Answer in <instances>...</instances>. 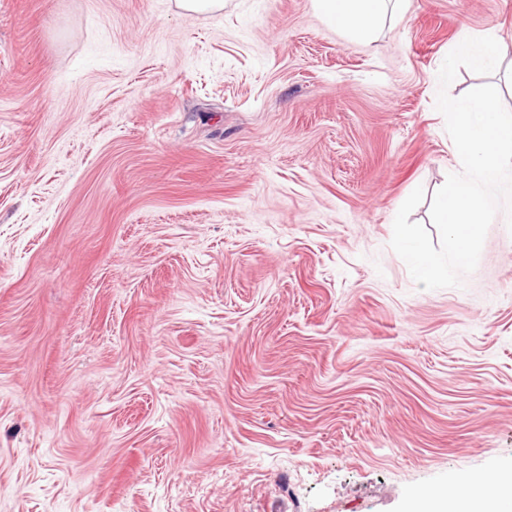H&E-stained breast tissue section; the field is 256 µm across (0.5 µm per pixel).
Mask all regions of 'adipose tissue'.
<instances>
[{"label":"adipose tissue","instance_id":"ef3b65f1","mask_svg":"<svg viewBox=\"0 0 512 512\" xmlns=\"http://www.w3.org/2000/svg\"><path fill=\"white\" fill-rule=\"evenodd\" d=\"M330 24L354 39L368 38L384 18L390 0H314ZM408 512H512V477L487 484L483 475L467 477L464 485L422 490L411 499Z\"/></svg>","mask_w":512,"mask_h":512}]
</instances>
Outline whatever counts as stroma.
<instances>
[{
    "mask_svg": "<svg viewBox=\"0 0 512 512\" xmlns=\"http://www.w3.org/2000/svg\"><path fill=\"white\" fill-rule=\"evenodd\" d=\"M512 110V0H0V512H405L512 463V229L389 246L462 170L438 71ZM392 0H314L330 24L343 28L352 39L364 40L379 26Z\"/></svg>",
    "mask_w": 512,
    "mask_h": 512,
    "instance_id": "obj_1",
    "label": "stroma"
}]
</instances>
